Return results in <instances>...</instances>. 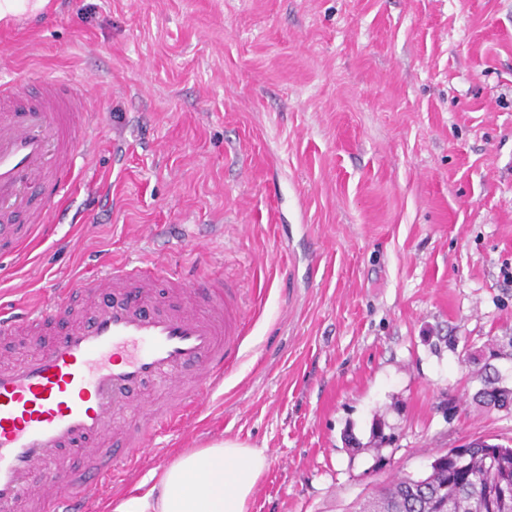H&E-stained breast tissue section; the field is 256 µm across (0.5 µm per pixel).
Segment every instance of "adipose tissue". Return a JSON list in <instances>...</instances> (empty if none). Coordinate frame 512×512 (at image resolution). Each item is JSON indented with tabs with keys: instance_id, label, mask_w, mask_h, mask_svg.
<instances>
[{
	"instance_id": "ef3b65f1",
	"label": "adipose tissue",
	"mask_w": 512,
	"mask_h": 512,
	"mask_svg": "<svg viewBox=\"0 0 512 512\" xmlns=\"http://www.w3.org/2000/svg\"><path fill=\"white\" fill-rule=\"evenodd\" d=\"M268 466L262 450L222 438L186 449L154 470L150 486L113 512H249Z\"/></svg>"
}]
</instances>
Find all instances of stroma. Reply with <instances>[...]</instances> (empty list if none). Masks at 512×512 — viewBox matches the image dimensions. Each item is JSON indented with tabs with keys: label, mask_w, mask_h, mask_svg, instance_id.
Returning a JSON list of instances; mask_svg holds the SVG:
<instances>
[{
	"label": "stroma",
	"mask_w": 512,
	"mask_h": 512,
	"mask_svg": "<svg viewBox=\"0 0 512 512\" xmlns=\"http://www.w3.org/2000/svg\"><path fill=\"white\" fill-rule=\"evenodd\" d=\"M0 76L55 78L97 137L58 220L0 252V307L163 252L251 325L200 417L92 493L108 512L222 437L250 512H357L474 439L512 443V0H54ZM156 234L143 239L144 225Z\"/></svg>",
	"instance_id": "1"
}]
</instances>
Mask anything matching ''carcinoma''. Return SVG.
Masks as SVG:
<instances>
[{
    "label": "carcinoma",
    "instance_id": "obj_1",
    "mask_svg": "<svg viewBox=\"0 0 512 512\" xmlns=\"http://www.w3.org/2000/svg\"><path fill=\"white\" fill-rule=\"evenodd\" d=\"M480 397L488 405L505 406L501 397L506 388L487 378ZM497 461L499 477L512 481V448L505 445L486 447L473 441L458 462L452 456L444 466L423 479L404 476L378 489L360 505V512H434L436 495L448 499L450 512H497L496 504L481 492L488 482L491 461Z\"/></svg>",
    "mask_w": 512,
    "mask_h": 512
}]
</instances>
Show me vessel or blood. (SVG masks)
<instances>
[{
	"label": "vessel or blood",
	"instance_id": "1",
	"mask_svg": "<svg viewBox=\"0 0 512 512\" xmlns=\"http://www.w3.org/2000/svg\"><path fill=\"white\" fill-rule=\"evenodd\" d=\"M23 75L0 82V243L20 249L50 223L93 147L92 112L49 81L23 102ZM163 256L115 263L96 278L59 284V303L0 319V334L63 319L51 346L0 364V512H12L39 475L41 512H90L89 491L111 485L115 462L134 463L159 426L190 424L224 384L248 325L238 288L220 276L200 282L166 272ZM194 370L187 379L186 370ZM153 386L161 402L137 406ZM83 452L80 469L66 466Z\"/></svg>",
	"mask_w": 512,
	"mask_h": 512
}]
</instances>
